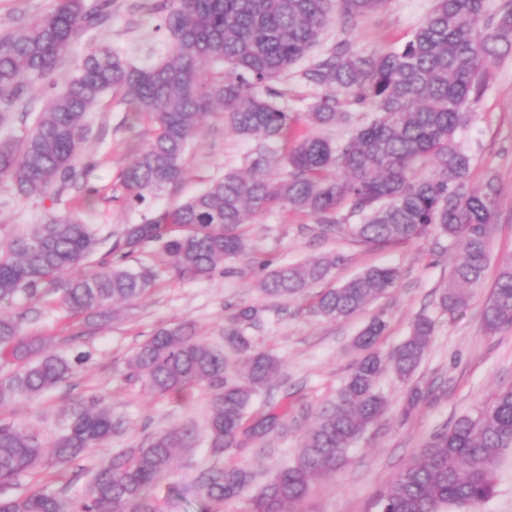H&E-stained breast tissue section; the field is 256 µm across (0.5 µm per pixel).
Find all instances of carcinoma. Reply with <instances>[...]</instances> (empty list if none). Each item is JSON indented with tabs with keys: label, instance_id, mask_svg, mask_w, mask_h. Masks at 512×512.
Segmentation results:
<instances>
[{
	"label": "carcinoma",
	"instance_id": "cac0c4a2",
	"mask_svg": "<svg viewBox=\"0 0 512 512\" xmlns=\"http://www.w3.org/2000/svg\"><path fill=\"white\" fill-rule=\"evenodd\" d=\"M163 26L168 57L137 67L105 46L87 49L75 70L61 74L70 46L107 20L109 2L54 0L52 9L0 33V123L15 120L11 109L29 90L62 84L35 123L18 140L0 142V181L20 195H57L66 189L86 131V116L108 94H118L136 116L155 126L152 141L124 170L131 201L142 204L182 177L186 154L198 138L200 119L216 105L238 135L253 141L242 169L224 172L200 193L127 224L97 269L86 270L100 241L92 225L74 212L45 211L39 224L0 245V302L24 294L40 296L47 284L61 286V303L72 313L106 319L109 306L142 298L156 272L133 268L131 257L148 245L178 276L200 279L252 251L242 230L245 213L277 206L317 220V234L346 229L356 241L386 246L436 234L460 252L454 278L438 304L453 315L468 302L467 289L485 278L497 188H468L471 157L457 140L468 125V104L482 89L489 67L512 52V0L489 15L486 0H434L410 40L386 53L362 56L346 37L305 67L304 84L323 91L308 106L313 127L330 126L355 106L373 118L340 141L317 134L290 137L293 113L279 99L280 78L304 60L325 28L343 34L384 7L386 0H168ZM343 91L341 99L336 91ZM289 143L284 154L273 148ZM347 213L340 214L341 207ZM355 223L350 224L348 220ZM343 261L336 254L295 265L262 264L260 286L270 297L290 298L321 282ZM390 266L369 267L352 279L323 289L314 312L342 320L364 309L396 285ZM22 317L0 310V352L24 362L0 369V402L30 397L64 381L72 371L65 356L44 342L21 340ZM258 310L242 306L224 327V340L244 354L233 368L224 351L194 335L192 327L159 329L127 364L129 379L155 394L206 383L211 388L207 437L215 451L261 441L282 427L268 415L243 426L253 396L278 371L275 356L252 349L244 329ZM483 325L493 334L512 326V263L502 266L483 308ZM386 328L375 316L355 340L361 356L346 382L300 441L293 463L279 470L253 503V512H293L311 482L347 461L351 445L386 410L379 378L391 367L410 383L434 335L428 316L414 320L409 336L383 354L377 341ZM115 425L101 398L75 400L50 447L58 463L109 450ZM193 431L173 428L112 459L91 478L75 502L32 491L0 498V512H162L156 490L168 476L174 450ZM39 432L0 419V486L34 474L44 464ZM512 451V387L496 392L473 415L434 434L420 456L381 490L375 512H471L494 490L493 467ZM241 467H228L198 480L201 496L222 502L250 482Z\"/></svg>",
	"mask_w": 512,
	"mask_h": 512
}]
</instances>
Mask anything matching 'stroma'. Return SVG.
Segmentation results:
<instances>
[{
  "label": "stroma",
  "mask_w": 512,
  "mask_h": 512,
  "mask_svg": "<svg viewBox=\"0 0 512 512\" xmlns=\"http://www.w3.org/2000/svg\"><path fill=\"white\" fill-rule=\"evenodd\" d=\"M110 2L108 22L71 46L67 65H74L93 45L109 47L139 67L164 60L169 42L160 0ZM431 5V0H388L350 32L355 50L370 54L399 48ZM472 111L471 121L459 134L472 158L470 185L478 188L492 179L499 194L487 274L479 287L470 289L463 311L451 316L437 306L459 260L458 249L447 239L432 235L385 247L345 235L323 239L307 230L313 217L277 208L248 220L245 230L253 244L249 258L231 264L228 272L203 279L161 270L141 301L117 306L116 319L68 314L60 304V290L53 286L46 287L37 301L17 295L9 310L22 315L23 338H42L47 348L71 357L81 354L85 360L55 388L0 405V419L36 428L48 442L59 432L74 400L102 396L121 421L110 443L112 453L140 447L172 428L192 430V444L177 449L165 485L157 491L164 512H251L260 489L294 460L302 434L347 378L359 356L354 341L370 319L381 313L387 318L388 327L378 340L386 353L404 340L417 316L427 315L435 321V333L411 383L423 391V398L406 408L411 385L398 383L391 371H384L379 388L390 401L388 410L354 443L347 463L335 475L314 481L295 507V512H373L377 493L419 455L434 433L485 405L496 389L512 385V327L490 335L481 317L499 268L512 263V54L489 69ZM153 135L148 120L133 119L118 98L106 96L87 115L74 183L65 192L51 198L24 197L0 182V245L20 229L38 224L52 207L81 211L96 228L100 251H107L123 225L140 222L147 210L182 203L225 170L244 167L252 149L251 142L225 124L223 112H212L187 156L181 181L145 204H133L121 174ZM329 253L344 257L329 284H340L373 266L395 267L397 284L366 309L338 321L313 311L321 284L290 299H275L261 290L263 261L291 264ZM241 305L255 307L260 314L259 322L245 330L252 346L280 361L269 387L253 397L245 420L251 423L276 411L285 415V428L263 442L216 454L206 438L208 385L198 384L180 394H154L128 380L126 363L156 330L180 324L194 325L202 340L223 349L227 360L237 361V353L224 346V325ZM107 461L97 453L67 465L51 459L39 473L0 488V496L45 488L71 501L83 495L88 479ZM233 466L252 471L253 481L237 498L204 503L194 487L198 475Z\"/></svg>",
  "instance_id": "stroma-1"
}]
</instances>
